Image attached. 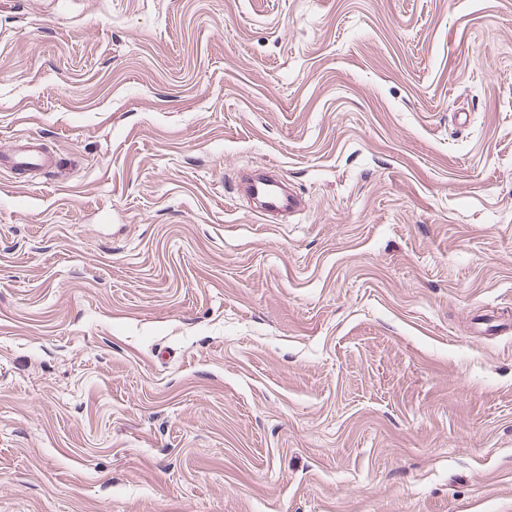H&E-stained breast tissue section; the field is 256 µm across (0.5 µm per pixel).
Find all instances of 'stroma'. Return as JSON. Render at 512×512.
Returning <instances> with one entry per match:
<instances>
[{"instance_id":"35a3bbf8","label":"stroma","mask_w":512,"mask_h":512,"mask_svg":"<svg viewBox=\"0 0 512 512\" xmlns=\"http://www.w3.org/2000/svg\"><path fill=\"white\" fill-rule=\"evenodd\" d=\"M23 135L0 512H512V0H0ZM16 142H20L18 150H16L11 156L7 157L5 163H8V165L10 164L12 168L28 166L51 167V162L42 152L36 139L26 137L21 141L16 140ZM8 160H10V162H7ZM250 192L261 205L257 213L264 215L267 212L295 213L304 208L303 200L296 193H287L277 185L262 179L254 180L249 186Z\"/></svg>"}]
</instances>
